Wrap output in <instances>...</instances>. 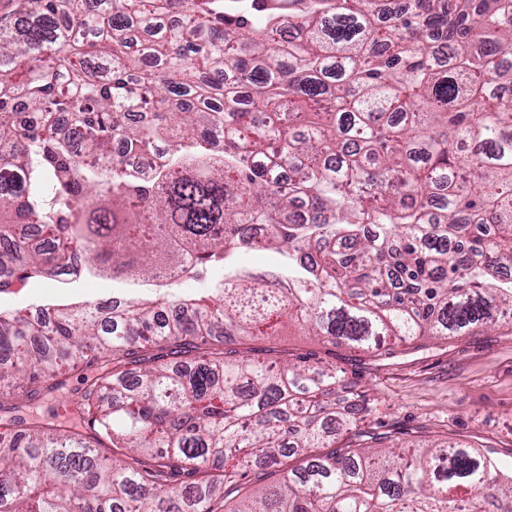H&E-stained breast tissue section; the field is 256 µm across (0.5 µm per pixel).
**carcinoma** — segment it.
Returning <instances> with one entry per match:
<instances>
[{"label": "carcinoma", "instance_id": "carcinoma-1", "mask_svg": "<svg viewBox=\"0 0 512 512\" xmlns=\"http://www.w3.org/2000/svg\"><path fill=\"white\" fill-rule=\"evenodd\" d=\"M243 2L26 0L0 23V294L288 255L213 298L0 310V512H512V468L394 448L338 397L346 369L239 346L299 325L391 356L512 320V0ZM78 365L79 425L19 415Z\"/></svg>", "mask_w": 512, "mask_h": 512}]
</instances>
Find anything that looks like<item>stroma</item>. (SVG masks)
Returning a JSON list of instances; mask_svg holds the SVG:
<instances>
[{
	"mask_svg": "<svg viewBox=\"0 0 512 512\" xmlns=\"http://www.w3.org/2000/svg\"><path fill=\"white\" fill-rule=\"evenodd\" d=\"M151 291L134 279L43 277L0 294V307L63 296L96 303ZM271 344L293 354L314 351L347 369L351 381L369 393V429L389 433L394 443L416 436L432 443L460 440L512 466V323L471 335L427 336L390 359L341 347L328 351L294 326Z\"/></svg>",
	"mask_w": 512,
	"mask_h": 512,
	"instance_id": "1",
	"label": "stroma"
}]
</instances>
